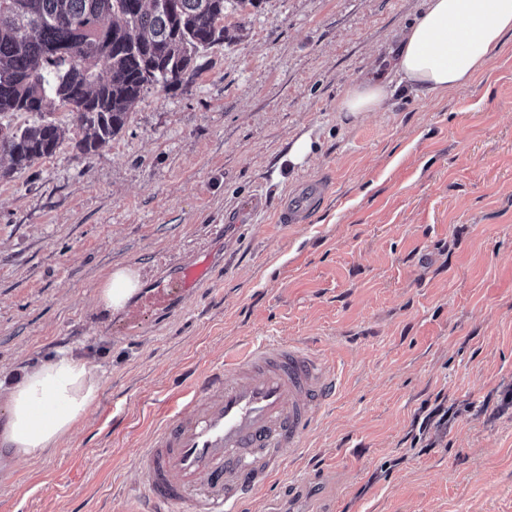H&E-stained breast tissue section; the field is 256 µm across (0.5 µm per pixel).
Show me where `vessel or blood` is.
<instances>
[{"label": "vessel or blood", "mask_w": 512, "mask_h": 512, "mask_svg": "<svg viewBox=\"0 0 512 512\" xmlns=\"http://www.w3.org/2000/svg\"><path fill=\"white\" fill-rule=\"evenodd\" d=\"M323 194L306 182L280 207L284 223H299ZM251 195L226 220L264 211ZM209 259L178 267L158 280L150 298L162 307L209 280ZM338 370L291 340L247 345L225 353L177 397L171 418L137 452L143 512H244L248 498L269 486L306 446L317 409L335 395Z\"/></svg>", "instance_id": "1"}]
</instances>
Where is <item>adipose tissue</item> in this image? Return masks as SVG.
Wrapping results in <instances>:
<instances>
[{
    "label": "adipose tissue",
    "mask_w": 512,
    "mask_h": 512,
    "mask_svg": "<svg viewBox=\"0 0 512 512\" xmlns=\"http://www.w3.org/2000/svg\"><path fill=\"white\" fill-rule=\"evenodd\" d=\"M512 38V0H425L419 18L400 36L393 69L409 91L438 94L461 90L485 71ZM389 96L384 83L359 80L338 101L341 112L379 111ZM140 287L136 269L118 266L101 278L97 300L118 310ZM99 389L94 367L67 350L21 368L7 391L0 449L15 460L59 448L84 422Z\"/></svg>",
    "instance_id": "obj_1"
}]
</instances>
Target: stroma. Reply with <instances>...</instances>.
Returning a JSON list of instances; mask_svg holds the SVG:
<instances>
[{"instance_id": "35a3bbf8", "label": "stroma", "mask_w": 512, "mask_h": 512, "mask_svg": "<svg viewBox=\"0 0 512 512\" xmlns=\"http://www.w3.org/2000/svg\"><path fill=\"white\" fill-rule=\"evenodd\" d=\"M424 0H226L231 40L181 87L149 88L90 156L56 103V153L0 178V379L62 348L97 365V402L55 451L0 455V512H125L134 457L182 383L240 340L317 348L341 371L305 460L249 512H512V40L463 91L395 93ZM312 152L282 159L300 136ZM329 188L301 224L224 213ZM211 256L214 283L145 305L156 279ZM139 270L112 315L101 276ZM446 421L432 419L436 405ZM390 92L384 83L373 80H359L349 84L337 104L340 112H377ZM267 203V199L262 194H253L243 204L231 210L226 216V221L228 224H240L245 215L264 211Z\"/></svg>"}]
</instances>
